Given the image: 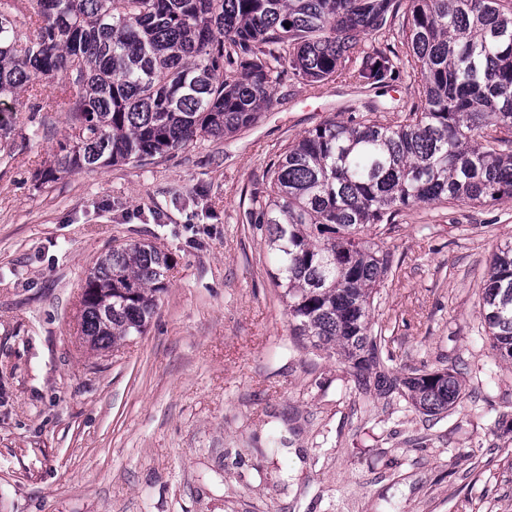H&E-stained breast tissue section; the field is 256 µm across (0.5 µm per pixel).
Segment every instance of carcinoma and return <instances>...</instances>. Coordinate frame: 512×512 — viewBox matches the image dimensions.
<instances>
[{
    "label": "carcinoma",
    "mask_w": 512,
    "mask_h": 512,
    "mask_svg": "<svg viewBox=\"0 0 512 512\" xmlns=\"http://www.w3.org/2000/svg\"><path fill=\"white\" fill-rule=\"evenodd\" d=\"M407 2L414 102L395 126L331 121L273 164L251 223L266 225L294 335L361 374L381 363L370 334L388 259L368 238L414 204L512 198V0H0V97L59 78L70 137L61 172L144 162L257 122L288 64L311 82L386 88L402 59L369 48ZM290 27H285V24ZM0 121V154L13 152ZM171 257L149 244L112 248L90 270L82 328L102 350L144 333ZM482 315L512 361V244L490 261ZM429 416L460 394L453 372L398 382Z\"/></svg>",
    "instance_id": "obj_1"
}]
</instances>
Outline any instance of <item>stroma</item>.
I'll use <instances>...</instances> for the list:
<instances>
[{"label": "stroma", "mask_w": 512, "mask_h": 512, "mask_svg": "<svg viewBox=\"0 0 512 512\" xmlns=\"http://www.w3.org/2000/svg\"><path fill=\"white\" fill-rule=\"evenodd\" d=\"M409 77L383 93L284 71L259 122L142 163L44 182L69 133L60 84L0 102V512H512V362L482 324L512 199L416 204L378 236L390 271L370 329L404 378L449 369L462 390L431 417L364 391L293 335L250 195L306 132L403 119ZM43 111H34V104ZM173 258L146 331L101 352L81 292L115 245Z\"/></svg>", "instance_id": "1"}]
</instances>
